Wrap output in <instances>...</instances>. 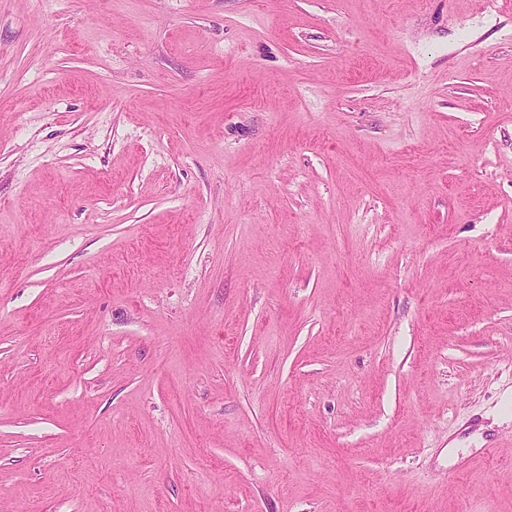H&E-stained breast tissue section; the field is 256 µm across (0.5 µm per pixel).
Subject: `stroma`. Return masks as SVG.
Returning a JSON list of instances; mask_svg holds the SVG:
<instances>
[{"instance_id": "35a3bbf8", "label": "stroma", "mask_w": 512, "mask_h": 512, "mask_svg": "<svg viewBox=\"0 0 512 512\" xmlns=\"http://www.w3.org/2000/svg\"><path fill=\"white\" fill-rule=\"evenodd\" d=\"M509 437L512 0H0V512H512Z\"/></svg>"}]
</instances>
